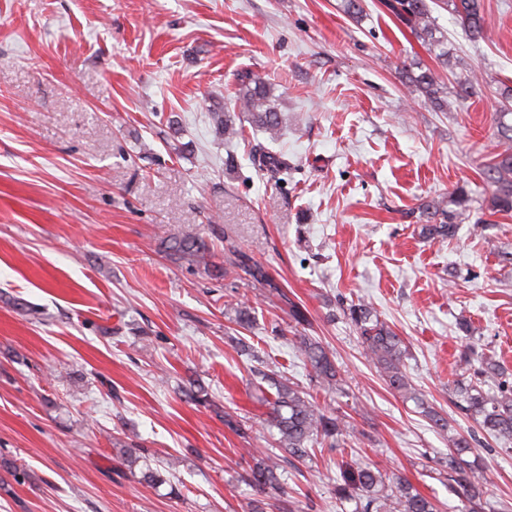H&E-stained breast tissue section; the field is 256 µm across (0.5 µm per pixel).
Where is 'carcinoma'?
<instances>
[{
	"label": "carcinoma",
	"mask_w": 512,
	"mask_h": 512,
	"mask_svg": "<svg viewBox=\"0 0 512 512\" xmlns=\"http://www.w3.org/2000/svg\"><path fill=\"white\" fill-rule=\"evenodd\" d=\"M456 20L469 36L477 40L484 36V0H447ZM384 6L407 27L412 34L433 52L443 65H448L453 54L448 51V37L436 36L437 26L427 0H384ZM402 74L413 91L420 93L435 109L448 108V92L435 75L425 70L419 74L402 66ZM217 138L232 142L242 136L239 121H248L264 131L273 140L281 137L283 122L273 103L270 85L253 72L238 75L232 110L211 113ZM255 168L275 173L288 172V162L281 155L260 144L251 151ZM486 179L496 190L490 199V214L512 212V153L504 151L495 156L484 171ZM470 199L465 192L457 193L446 206H422L428 223L419 226V235L430 241L454 238L460 228L462 216L469 211ZM172 255L191 263L205 260L210 254L209 243L198 234H184L170 240L167 245ZM242 272L259 284L268 283L263 267L249 263L246 256L229 261V267H219L218 273L226 276ZM344 316L353 324L360 338L366 358L382 374L389 386L403 398L414 401L434 427L448 429V419L427 405L412 384L405 370L408 346L385 321L380 319L371 304L360 300L345 310ZM257 310L251 305L235 309L233 322L240 327H250L255 322ZM300 355L310 366L316 383L327 391L341 386V379L334 361L322 344L301 336L297 344ZM478 365H473V362ZM463 363L469 377L453 382L450 389L455 405L487 435L506 440L512 439V384L504 380L495 390L484 385L490 377L504 376L499 362L491 356L476 358L465 355ZM263 378L274 389L268 402L270 412L266 424L278 432L279 453H270L255 459L245 481L254 487L261 498L251 505L250 512H266L276 507L282 512H294L293 502L282 500L284 494L279 471L290 464V459H307L309 445L320 442L331 449H339L350 425L339 417L322 410L314 396L299 384L277 379L270 375ZM473 453L472 443L456 434L448 448V487L462 495L468 503V512H485L483 497L484 477L478 461L465 456ZM129 468H140L142 481L150 487L165 483L166 478L158 468H152L146 455L127 454L123 458ZM342 483L336 488V499L355 501V512H438L437 505L416 489L404 477L389 479L375 465L364 462L356 455L350 456L342 467Z\"/></svg>",
	"instance_id": "1"
}]
</instances>
